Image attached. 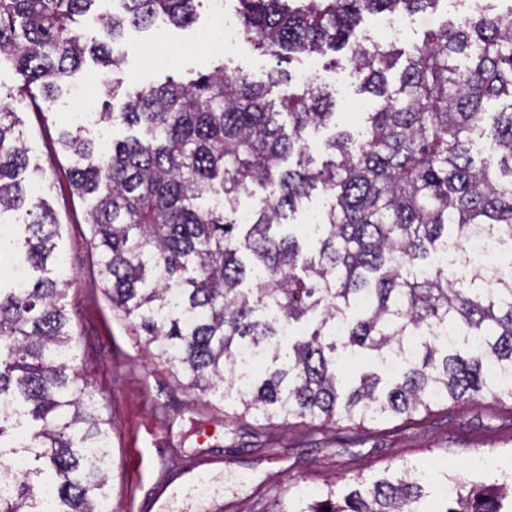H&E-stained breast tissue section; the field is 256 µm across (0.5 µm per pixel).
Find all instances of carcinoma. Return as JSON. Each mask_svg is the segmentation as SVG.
Listing matches in <instances>:
<instances>
[{
  "mask_svg": "<svg viewBox=\"0 0 512 512\" xmlns=\"http://www.w3.org/2000/svg\"><path fill=\"white\" fill-rule=\"evenodd\" d=\"M104 0H0V63L27 98L49 105L90 53L117 71L124 58L88 46L77 18ZM99 21L117 42L127 27L189 22L201 0H120ZM257 50H345L359 89L383 100L364 139L326 140L315 166L307 136L336 121L326 88L277 70L257 83L220 64L187 84L104 86L99 121L131 134L105 154L77 132L71 186L88 213L112 304L145 336L150 355L190 388L268 422L348 421L357 430L446 403L512 400V282L488 288L428 263L430 253L485 230L512 250V10L484 9L430 30L408 51L355 35L363 14H408L439 0H237ZM406 63L395 85L388 73ZM497 112L485 104L501 96ZM288 120H283V117ZM490 123L499 174L478 167L472 135ZM15 112L0 108V216L22 237L0 246L31 273L0 276V459L21 463L0 487V512H101L109 504V422L71 365L67 281L54 265L58 224L23 185L28 148ZM335 202L303 235L284 223L318 187ZM261 191L251 223L235 215ZM299 328L284 335L283 328ZM251 351L258 371H243ZM374 371L345 385L346 364ZM427 478L405 470L339 498L332 489L290 512H426ZM52 487L46 509L43 486ZM512 486H470L439 512H507Z\"/></svg>",
  "mask_w": 512,
  "mask_h": 512,
  "instance_id": "1",
  "label": "carcinoma"
}]
</instances>
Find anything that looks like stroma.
I'll return each mask as SVG.
<instances>
[{
  "instance_id": "35a3bbf8",
  "label": "stroma",
  "mask_w": 512,
  "mask_h": 512,
  "mask_svg": "<svg viewBox=\"0 0 512 512\" xmlns=\"http://www.w3.org/2000/svg\"><path fill=\"white\" fill-rule=\"evenodd\" d=\"M460 14L452 0H440L436 9L405 16L397 48H409L424 30L456 22ZM210 22L203 6L185 26L160 20L151 30H129L120 47L125 61L117 75L144 85L169 78L185 83L222 62L262 81L277 67L276 57L259 54L248 44L222 57L202 48L195 33ZM311 68L321 71L336 97L335 127L308 137L311 150L324 162L328 155L320 147L334 129L361 137L367 113L382 101L359 93L352 64L341 54L306 57L286 66L295 77ZM117 75L86 60L64 78L51 107L40 112L14 98L22 76L11 67L0 68V105L17 113L30 165L42 176L39 195L59 225L56 253L68 281L65 304L74 335V364L110 424L108 492L116 512H278V503L316 496L331 485L348 491L362 480L394 478L407 466L445 472L469 483H511L510 400L443 403L411 423L388 418L353 444L346 440L350 429L343 421L268 422L235 415L233 406L217 396L179 385L166 365L149 356L144 336L107 294L87 222L90 201L73 194V156L59 140L61 129L77 122L79 109L70 100L71 90L86 86L101 104L104 83ZM479 448L490 452V465H475Z\"/></svg>"
}]
</instances>
